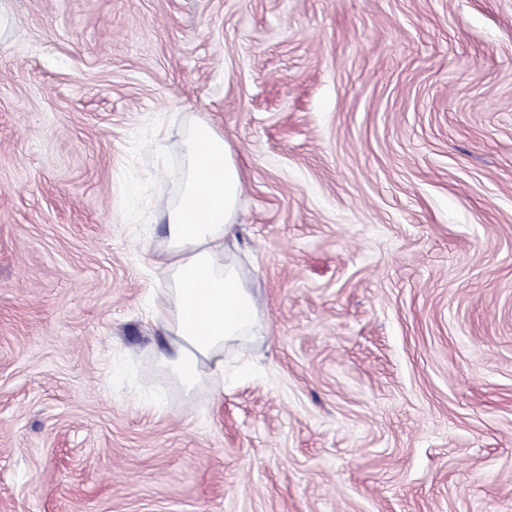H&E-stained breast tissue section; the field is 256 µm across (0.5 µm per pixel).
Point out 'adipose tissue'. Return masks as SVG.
I'll list each match as a JSON object with an SVG mask.
<instances>
[{"label": "adipose tissue", "instance_id": "1", "mask_svg": "<svg viewBox=\"0 0 512 512\" xmlns=\"http://www.w3.org/2000/svg\"><path fill=\"white\" fill-rule=\"evenodd\" d=\"M188 167L176 203H160L166 246L153 264L167 278L156 307L182 383L224 376V350L266 333L264 301L230 245L243 191L240 161L223 131L202 121L187 140Z\"/></svg>", "mask_w": 512, "mask_h": 512}]
</instances>
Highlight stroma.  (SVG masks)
Wrapping results in <instances>:
<instances>
[{
	"instance_id": "obj_1",
	"label": "stroma",
	"mask_w": 512,
	"mask_h": 512,
	"mask_svg": "<svg viewBox=\"0 0 512 512\" xmlns=\"http://www.w3.org/2000/svg\"><path fill=\"white\" fill-rule=\"evenodd\" d=\"M0 512H512V0H8ZM269 333L148 318L185 142Z\"/></svg>"
}]
</instances>
